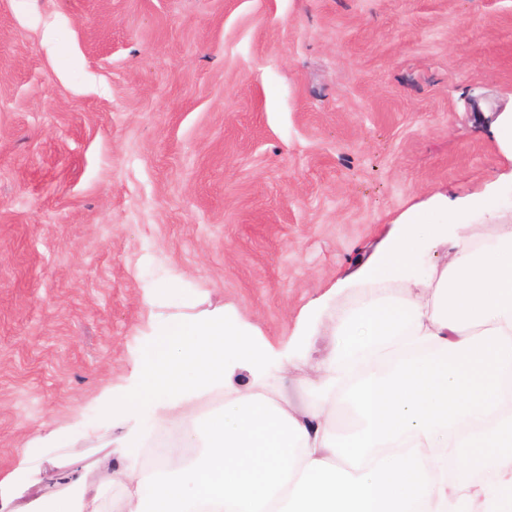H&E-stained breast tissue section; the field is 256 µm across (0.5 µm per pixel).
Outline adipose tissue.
<instances>
[{
    "instance_id": "obj_1",
    "label": "adipose tissue",
    "mask_w": 512,
    "mask_h": 512,
    "mask_svg": "<svg viewBox=\"0 0 512 512\" xmlns=\"http://www.w3.org/2000/svg\"><path fill=\"white\" fill-rule=\"evenodd\" d=\"M371 273L362 304L336 314L305 410L270 382L271 354L221 316L179 327L140 361L120 409L181 406L211 382L200 364L241 360L253 387L224 396L187 431L172 477L128 464L124 512H512V225L477 240L467 225L413 212ZM441 242L449 264L421 269Z\"/></svg>"
}]
</instances>
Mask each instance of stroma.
I'll list each match as a JSON object with an SVG mask.
<instances>
[{"label":"stroma","mask_w":512,"mask_h":512,"mask_svg":"<svg viewBox=\"0 0 512 512\" xmlns=\"http://www.w3.org/2000/svg\"><path fill=\"white\" fill-rule=\"evenodd\" d=\"M511 110L512 0H0V512L170 431L112 404L176 325L224 314L303 407L408 212L512 224Z\"/></svg>","instance_id":"obj_1"}]
</instances>
